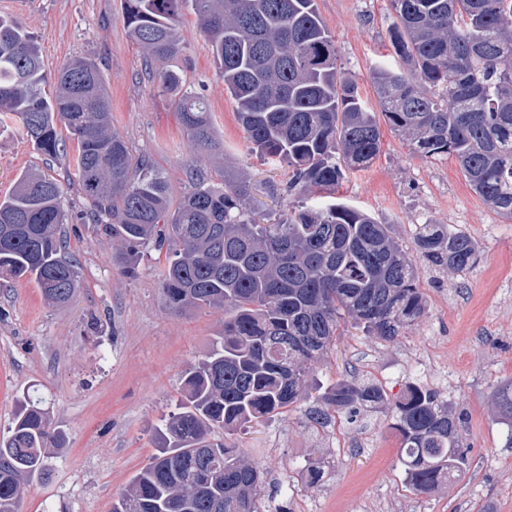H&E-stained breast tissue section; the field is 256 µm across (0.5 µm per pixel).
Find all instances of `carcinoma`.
Here are the masks:
<instances>
[{
    "mask_svg": "<svg viewBox=\"0 0 512 512\" xmlns=\"http://www.w3.org/2000/svg\"><path fill=\"white\" fill-rule=\"evenodd\" d=\"M123 2L146 76L171 101L192 148L222 151L206 100L176 65L185 50L180 18L192 8L249 152L288 166V191L301 205L261 224L247 185L220 189L194 172L172 202L163 170L112 129L99 65L74 59L50 78L31 33L1 16L0 114L54 158L57 126L74 137L90 204L84 219L121 239L125 272L134 273L146 244H180L160 283L166 309L224 311L219 345L183 373V399L163 424L161 448L111 512H260L264 475L230 436L302 401L311 365L327 355L341 323L391 341L426 312L413 260L388 225L335 197L347 173L378 157L380 121L418 157L454 159L475 195L512 220V0H389L395 63L371 71L377 113L338 63L315 0ZM66 217L57 179L21 173L0 198V280L27 279L45 299L70 301L80 285L76 265L62 256ZM415 249L453 273L480 260L475 241L446 224L419 225ZM496 399L512 441V384ZM385 403L377 384L346 380L320 395L314 420ZM461 424L416 386L395 404L399 462L415 493L435 491L466 464ZM218 430L222 442L213 438ZM61 441L43 409L22 405L0 443V512H18L22 485L45 472Z\"/></svg>",
    "mask_w": 512,
    "mask_h": 512,
    "instance_id": "obj_1",
    "label": "carcinoma"
}]
</instances>
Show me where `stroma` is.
<instances>
[{
  "label": "stroma",
  "mask_w": 512,
  "mask_h": 512,
  "mask_svg": "<svg viewBox=\"0 0 512 512\" xmlns=\"http://www.w3.org/2000/svg\"><path fill=\"white\" fill-rule=\"evenodd\" d=\"M317 5L343 66L372 97L370 72L390 57L389 0ZM0 15L33 33L47 73L75 58L99 64L110 82L113 127L165 172L172 199L189 190L193 170L219 187L249 174L251 202L261 213L286 196L287 168L249 154L235 102L191 11L181 17L180 64L208 102L224 141L220 156L190 151L169 100L144 79V51L128 35L121 0H0ZM381 133L379 156L349 174L339 197L391 225L406 252L415 250L417 225L433 221L467 233L481 258L460 274L417 261L427 301L418 323L391 342L342 327L311 371L307 399L238 430L237 444L265 477L260 512H512V440L496 403L498 385L512 382V221L473 193L454 159L419 158L389 128ZM59 138L65 155L54 159L14 122L0 126V197L28 169L61 181L67 254L80 283L66 305L48 303L27 280L0 285V441L9 436L19 400L38 401L63 446L51 472L25 486L19 512H110L113 498L155 453L156 428L181 399L183 372L219 340L224 314L170 313L159 292L165 254L154 245L142 248L135 274L122 272L119 239L79 219L88 204L68 165L77 143L64 129ZM354 377L380 385L388 406L311 421L317 395ZM410 385L435 392L461 417L468 447L462 476L428 495L409 487L391 427L392 405ZM309 461L324 472L315 485L302 472Z\"/></svg>",
  "instance_id": "1"
}]
</instances>
